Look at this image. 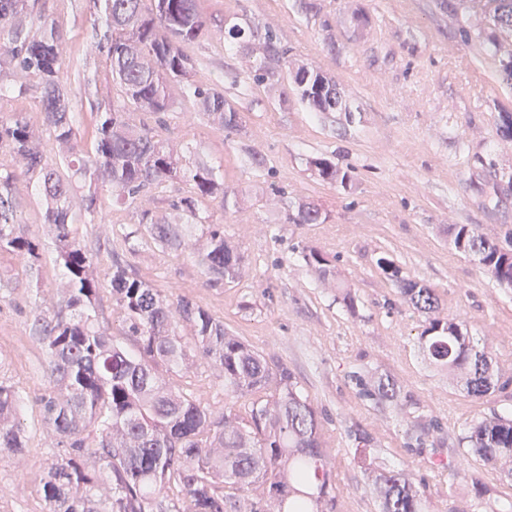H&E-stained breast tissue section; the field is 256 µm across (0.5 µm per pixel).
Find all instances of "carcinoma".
I'll return each mask as SVG.
<instances>
[{
    "label": "carcinoma",
    "mask_w": 512,
    "mask_h": 512,
    "mask_svg": "<svg viewBox=\"0 0 512 512\" xmlns=\"http://www.w3.org/2000/svg\"><path fill=\"white\" fill-rule=\"evenodd\" d=\"M106 30L96 48L105 56L122 101L97 112L94 131L83 138L74 126L69 92L61 79L56 21L38 7L39 0H0V105L24 97V84L4 82L18 73L38 79L40 99L34 122L26 112L0 115V150L18 158L28 181L38 183L44 223L56 246V262L65 284L57 300L35 310L30 336L45 354L51 386L38 398L49 447L55 459L37 477L47 512H336L335 459L321 437L319 413L299 389L288 367L268 361L224 322L188 298L172 303L161 290L119 259L102 280L94 255L71 236V225L98 213L103 193L134 203L148 191L176 179L192 185L193 195L174 204L197 217L199 200L224 194L212 168L197 161L185 168L158 134L173 111L170 85L189 78L194 60L186 48L206 32L198 0H90ZM493 23L512 37V0H490ZM230 42L243 51L262 50L254 78L274 76L270 63L288 62V50L276 35H259L237 23L227 28ZM300 97L315 112L352 115V104L336 82L301 66L294 73ZM199 111L229 131L242 128V116L214 88L188 85ZM141 112L146 119L130 121ZM53 138L67 174L39 147L40 132ZM311 165L327 182L347 184L349 177L326 159ZM89 182L83 212L70 204L73 181ZM18 175L0 164V252L11 254L29 278H38L42 242L22 224L18 211ZM295 224H322L319 205L298 204L288 215ZM140 226L158 245L178 249L196 238L197 225L177 220L155 222L143 212ZM453 246L478 247L479 263L497 283L512 282V236L506 244L490 240L467 224L450 228ZM197 264L210 284L239 278L243 255L224 238L221 224L202 228L194 247ZM305 260L322 277L334 273L335 259L311 249ZM378 267L400 288L413 309L436 308L433 290L401 276L391 260ZM110 286L125 333L136 343L129 351L112 339L98 299ZM190 335L182 334L184 329ZM430 363L482 397L502 386L486 352L465 336L458 324L429 320L419 336ZM224 379V395L244 399V411L211 407L175 389L172 373H190L201 365ZM373 396L398 404L400 393L389 378L375 385ZM20 396L0 383V460L20 461L27 440L19 420ZM463 442L484 465L512 479V418L495 416L472 424ZM363 472L378 493L380 512H426L420 491L402 471L378 472L365 455Z\"/></svg>",
    "instance_id": "cac0c4a2"
}]
</instances>
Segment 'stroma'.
<instances>
[{"instance_id": "stroma-1", "label": "stroma", "mask_w": 512, "mask_h": 512, "mask_svg": "<svg viewBox=\"0 0 512 512\" xmlns=\"http://www.w3.org/2000/svg\"><path fill=\"white\" fill-rule=\"evenodd\" d=\"M209 32L194 43L195 84L219 88L243 117L227 132L174 88L176 104L161 134L213 167L225 199L199 202V215L224 227L244 256L239 279L210 285L192 254L135 236L141 211L155 220L187 196L173 182L133 204L100 200L96 223L73 224L91 245L109 231L131 269L167 294L185 297L223 320L267 359L285 364L317 409L326 447L336 458V512H379L375 489L355 456L358 434L381 471L410 474L427 512H512V480L459 440L470 423L512 416V288L490 278L477 258L457 252L449 229L467 224L491 239L512 229V141L501 115L512 112L493 43L500 33L479 0H198ZM65 33L62 78L80 130L94 115L88 82L120 99V87L92 45L88 0H46ZM272 30L288 57L341 88L355 110L314 112L298 97L286 68L255 84L254 55L224 39L230 24ZM351 177L349 187L321 180L313 159ZM22 219L44 246L42 286L29 287L21 267L0 254V382L22 397L28 440L21 467L0 463V512H46L37 476L47 446L38 397L49 385L40 346L28 326L64 281L55 244L34 188H22ZM320 205L322 224H292L300 202ZM315 248L334 256L335 275L321 278L303 259ZM388 257L402 277L434 289L439 316L489 353L505 387L480 398L424 357L417 342L428 325L377 266ZM351 293L355 310L342 297ZM393 378L400 403L372 397ZM173 383L212 406L226 403L224 382L208 367Z\"/></svg>"}]
</instances>
